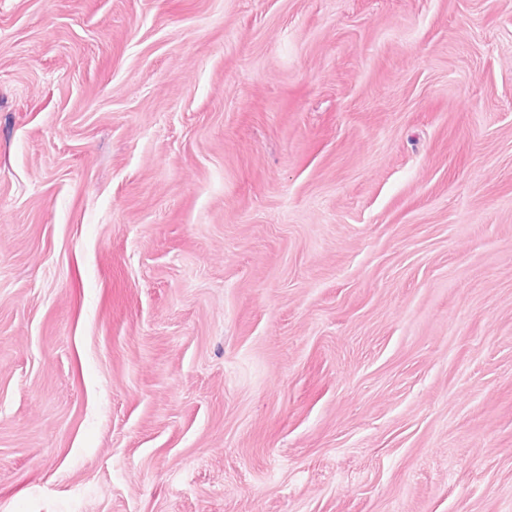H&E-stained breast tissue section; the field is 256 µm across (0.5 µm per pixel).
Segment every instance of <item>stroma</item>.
I'll return each mask as SVG.
<instances>
[{
	"label": "stroma",
	"mask_w": 512,
	"mask_h": 512,
	"mask_svg": "<svg viewBox=\"0 0 512 512\" xmlns=\"http://www.w3.org/2000/svg\"><path fill=\"white\" fill-rule=\"evenodd\" d=\"M0 512H512V0H0Z\"/></svg>",
	"instance_id": "35a3bbf8"
}]
</instances>
